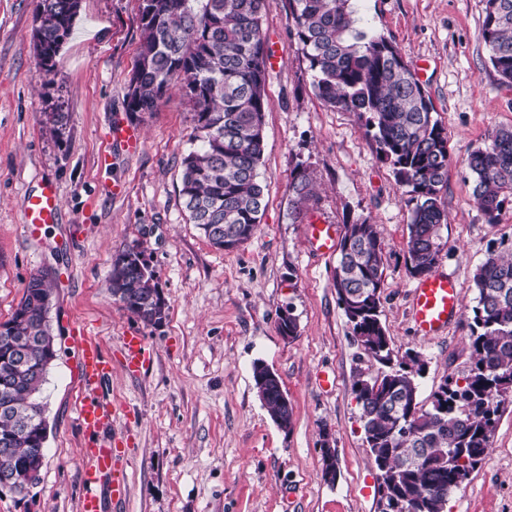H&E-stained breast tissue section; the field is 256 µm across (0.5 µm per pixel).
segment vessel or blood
Masks as SVG:
<instances>
[{
  "label": "vessel or blood",
  "mask_w": 512,
  "mask_h": 512,
  "mask_svg": "<svg viewBox=\"0 0 512 512\" xmlns=\"http://www.w3.org/2000/svg\"><path fill=\"white\" fill-rule=\"evenodd\" d=\"M61 201L55 181L41 180L36 191L27 193L22 201L24 227L29 237H37L46 224L59 221ZM307 235L315 252L323 255L336 248V227L322 217L309 219ZM462 295L456 279L436 270L422 277L414 285L410 300V314L418 335L424 337L444 334L458 316ZM81 379L84 390L76 410L82 429L92 435H101V442L90 451L91 462L84 472L86 492L80 502V512H103L104 505L95 491L102 476H109V491L113 500L125 499L128 478L124 468L112 461V438L105 431L112 423L111 408L98 401L93 392L109 378L110 361L103 354L97 337L83 336L78 340ZM122 358L126 370L137 374L154 359V349L142 336L130 334L122 342Z\"/></svg>",
  "instance_id": "vessel-or-blood-1"
}]
</instances>
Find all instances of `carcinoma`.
Returning <instances> with one entry per match:
<instances>
[{"instance_id":"carcinoma-1","label":"carcinoma","mask_w":512,"mask_h":512,"mask_svg":"<svg viewBox=\"0 0 512 512\" xmlns=\"http://www.w3.org/2000/svg\"><path fill=\"white\" fill-rule=\"evenodd\" d=\"M41 43L56 44L60 27L74 25L72 0H41ZM354 0H287L289 32L309 62L312 87L331 107L365 118L380 160L389 163L411 205L406 241L410 275L424 277L443 249L447 218L442 190L448 181V133L427 91L393 41L357 27ZM267 0H141L140 50L125 109L151 112L174 87L192 104L196 148L182 159L179 193L188 219L209 243L228 250L249 241L265 211L258 168L264 151V112L270 51L262 30ZM482 38L501 83L512 85V0H485ZM473 197L489 224L512 209V128H497L468 156ZM290 189L300 206L312 197L313 176L299 167ZM508 256L491 251L478 266L473 324V365L464 384L445 379L429 407L420 405L423 363L393 359L381 320L384 244L370 221L344 223L333 272L337 303L364 353L386 367L354 383L366 443L380 483L382 512H445L488 454L499 407L492 399L512 384V241ZM110 291L128 294V311L160 326L169 307L155 271L137 245L113 259ZM51 278L30 282L3 322L6 333L28 342L32 372H20L0 346V473L24 465L31 444L17 440L19 425L36 421L46 382V357L56 349L43 297ZM268 367L252 366L254 386ZM280 379H266L261 400L282 429L293 421ZM322 477L337 478L335 454L322 442Z\"/></svg>"}]
</instances>
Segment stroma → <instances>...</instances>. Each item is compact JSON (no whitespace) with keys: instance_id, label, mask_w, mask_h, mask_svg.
I'll return each instance as SVG.
<instances>
[{"instance_id":"35a3bbf8","label":"stroma","mask_w":512,"mask_h":512,"mask_svg":"<svg viewBox=\"0 0 512 512\" xmlns=\"http://www.w3.org/2000/svg\"><path fill=\"white\" fill-rule=\"evenodd\" d=\"M37 0H0V322L10 318L30 274L51 269L58 355L41 401L49 435L41 482L0 493V512H79L92 436L78 425L76 338L97 336L112 361L99 397L115 407L112 433L129 475L121 512H381L377 470L353 390L358 371L379 366L358 347L332 285L336 255L311 251L306 218L289 189L309 168L317 196L309 212L326 221L369 219L384 237L382 321L395 358L418 354L420 400L464 377L470 348L474 274L502 237L512 211L486 223L472 196L466 160L488 133L512 126V87L489 62L481 34L484 0H355L360 28L392 39L423 84L448 132V223L438 266L461 284L460 314L445 335L422 337L409 316L415 283L405 265L410 208L357 113L323 104L309 63L289 35L285 0H268L263 30L271 48L259 166L266 208L256 234L219 250L188 221L179 194L192 146L193 109L172 90L151 112L129 115L124 100L139 50V0H81L73 31L44 72L32 30ZM66 113L63 137L45 131ZM136 127L139 149L112 139L114 122ZM59 186L62 214L29 239L22 199L39 179ZM139 245L169 306L158 327L115 301L113 256ZM291 308L294 337L281 335ZM144 336L150 367L125 371L123 336ZM279 376L293 406L278 427L257 396L252 365ZM331 386H323V378ZM336 450L335 484L322 478L321 432ZM447 512H512V402L506 403L482 466L449 498Z\"/></svg>"}]
</instances>
